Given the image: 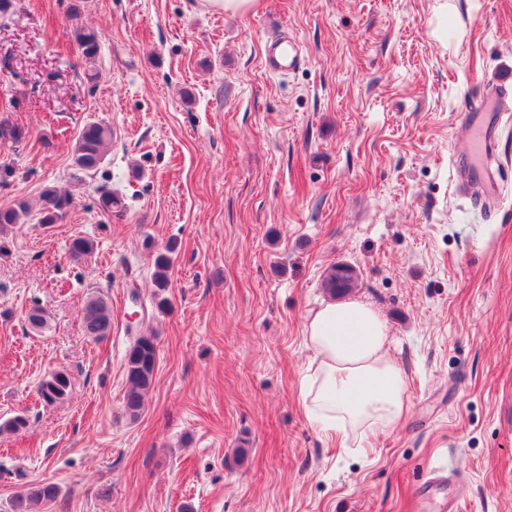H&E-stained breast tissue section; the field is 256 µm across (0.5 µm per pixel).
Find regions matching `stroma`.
Masks as SVG:
<instances>
[{"label":"stroma","mask_w":512,"mask_h":512,"mask_svg":"<svg viewBox=\"0 0 512 512\" xmlns=\"http://www.w3.org/2000/svg\"><path fill=\"white\" fill-rule=\"evenodd\" d=\"M9 0L0 13V208L27 202L0 255V512L48 480L47 512H414L436 470L441 512H512V129L489 214L454 191L459 110L512 79V0ZM97 29L82 59L75 25ZM294 34L304 64L264 68ZM112 128L100 174L73 163L82 126ZM71 196L41 223L42 192ZM125 207L107 215L99 187ZM82 236L92 254L72 259ZM173 248L167 305L154 257ZM352 265V298L386 323L406 379L391 429L325 439L300 381L304 325ZM103 294L106 339L82 312ZM42 329L26 322L31 308ZM156 339L155 381L123 411L124 358ZM57 371L67 399L38 388ZM358 274L354 267L347 263L331 266L324 280V288L332 295H343L356 288ZM83 328L87 336L103 339L109 335L112 327V310L103 295L91 296L83 309ZM453 481L454 478L450 474L446 476L442 472H434L424 483L415 489L414 509L418 512L427 510V505L430 504V497L438 490L437 486L446 483L450 485Z\"/></svg>","instance_id":"35a3bbf8"}]
</instances>
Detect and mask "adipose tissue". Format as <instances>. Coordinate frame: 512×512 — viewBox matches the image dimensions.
<instances>
[{"label":"adipose tissue","instance_id":"obj_1","mask_svg":"<svg viewBox=\"0 0 512 512\" xmlns=\"http://www.w3.org/2000/svg\"><path fill=\"white\" fill-rule=\"evenodd\" d=\"M304 335L313 358L301 380V401L324 436L361 438L402 418L405 377L389 354L376 309L358 299L323 303L308 317Z\"/></svg>","mask_w":512,"mask_h":512}]
</instances>
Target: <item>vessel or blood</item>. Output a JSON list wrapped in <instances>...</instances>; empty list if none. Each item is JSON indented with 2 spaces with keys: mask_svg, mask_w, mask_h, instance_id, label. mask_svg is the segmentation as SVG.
<instances>
[{
  "mask_svg": "<svg viewBox=\"0 0 512 512\" xmlns=\"http://www.w3.org/2000/svg\"><path fill=\"white\" fill-rule=\"evenodd\" d=\"M303 58L295 39L277 37L266 45L264 66L279 73L300 66ZM512 111V84L507 81L486 86L479 99L463 115L470 131L464 148L454 152V182L461 193H474L483 205H497L502 199L504 182L499 154V135L508 112ZM452 476L436 472L415 490L414 508L425 512L439 485L452 483Z\"/></svg>",
  "mask_w": 512,
  "mask_h": 512,
  "instance_id": "obj_1",
  "label": "vessel or blood"
}]
</instances>
